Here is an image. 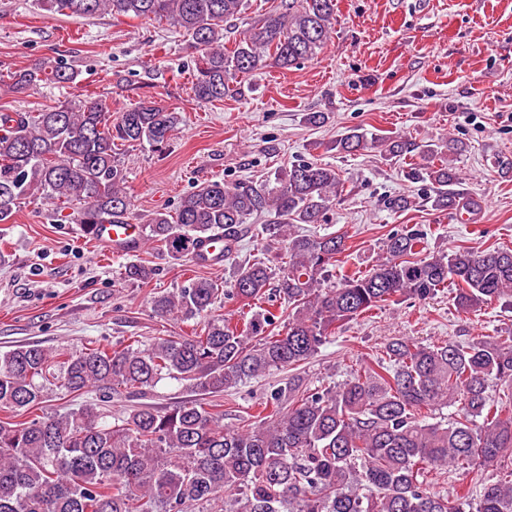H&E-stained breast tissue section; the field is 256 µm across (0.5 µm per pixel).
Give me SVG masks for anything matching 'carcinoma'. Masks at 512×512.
<instances>
[{
    "mask_svg": "<svg viewBox=\"0 0 512 512\" xmlns=\"http://www.w3.org/2000/svg\"><path fill=\"white\" fill-rule=\"evenodd\" d=\"M50 13H101L164 22L200 49L192 92L215 102L234 92L233 75L310 61L334 29L335 0H279L245 35L224 47V25L245 0H35ZM78 72L39 63L0 74V89L27 96L47 83L74 84ZM181 121L157 101L140 102L112 119L102 100L84 96L38 112L0 114V224H12L22 201L42 195L91 239L99 224L133 220L118 143L144 142L161 151ZM437 151L401 136L351 129L336 150H379L388 158L419 156L409 177L430 182L437 210L480 203L449 190L459 181L454 138ZM343 182L336 168L306 158L275 184L207 181L173 212H157L145 241L173 259L205 262L202 239L224 234V257L235 260L242 224L267 213L260 226L269 248L286 260L236 263L232 279L195 277L150 296L152 312L187 323L185 336H155L122 348L0 351V512H512V469L453 498L427 488L432 471L471 468L512 456V334L469 344H422L394 337L385 356L355 369L337 386L288 385L270 393L263 411L242 426L224 423V392L268 372L306 363L336 330L362 314L406 298H433L448 283L464 311L512 302V250L459 248L423 254L425 230L414 225L387 236L384 257L364 275L336 277L344 238L299 235L297 224H319ZM155 269L124 266L137 284ZM253 308L234 320L216 313L220 299ZM198 395L159 408L141 399L163 379ZM96 393L77 409L18 416L42 408L48 391ZM120 388L139 400L112 417L104 399ZM457 407L446 424L428 413ZM482 423H477V419Z\"/></svg>",
    "mask_w": 512,
    "mask_h": 512,
    "instance_id": "cac0c4a2",
    "label": "carcinoma"
}]
</instances>
